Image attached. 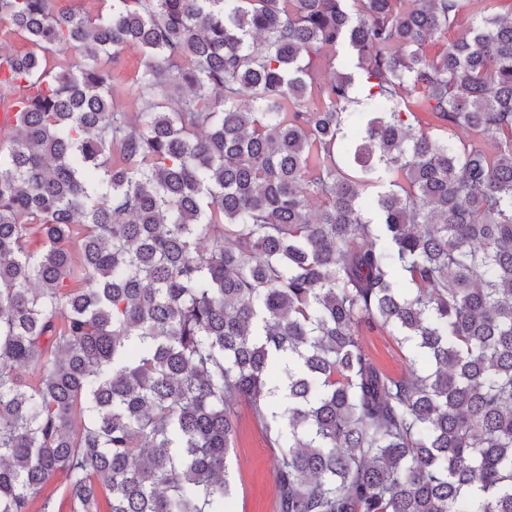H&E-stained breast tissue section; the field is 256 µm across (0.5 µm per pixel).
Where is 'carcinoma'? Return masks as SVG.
<instances>
[{
  "label": "carcinoma",
  "instance_id": "cac0c4a2",
  "mask_svg": "<svg viewBox=\"0 0 512 512\" xmlns=\"http://www.w3.org/2000/svg\"><path fill=\"white\" fill-rule=\"evenodd\" d=\"M68 2L0 0V512H226L240 401L278 512H512V0ZM360 336L365 353L383 373L398 377L407 371L406 350L385 331L362 325Z\"/></svg>",
  "mask_w": 512,
  "mask_h": 512
}]
</instances>
